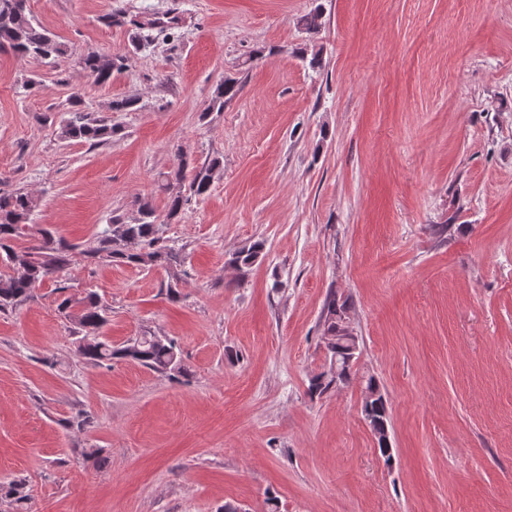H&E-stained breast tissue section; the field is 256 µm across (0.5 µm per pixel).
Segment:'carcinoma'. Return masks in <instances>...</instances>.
<instances>
[{
  "label": "carcinoma",
  "mask_w": 512,
  "mask_h": 512,
  "mask_svg": "<svg viewBox=\"0 0 512 512\" xmlns=\"http://www.w3.org/2000/svg\"><path fill=\"white\" fill-rule=\"evenodd\" d=\"M178 24L175 16L155 18L138 24L141 34L136 46L147 40L146 30L173 28ZM0 52L13 53L18 58L56 61L67 55L66 46L56 35L33 20L28 0H0ZM125 55L91 52L81 58L82 69L91 72L105 83L112 71L124 66ZM238 81L224 78L215 87L208 106L201 113L206 118L211 112H221L224 104L238 93ZM69 117L61 119L58 137L65 141L86 143L91 147L106 144L121 134V127L112 123V117L97 115L84 109L78 93L69 97ZM181 163L168 173L162 185L167 194L165 215L157 213L153 201L140 198L135 201L136 215L127 218L114 215L110 223L97 231L86 244H77L39 224L32 223L36 207L34 198L24 192L0 194V312L15 309L32 297L34 290L58 278L59 274L80 260L86 265H124L144 270L162 269L167 275L166 295L175 302L180 298L184 256L182 249L169 243L166 226L173 223L193 198L207 196L220 174L222 161L208 159L195 164L188 161L183 149H178ZM32 235L37 243L24 245L21 239ZM263 251V242L256 241L229 254L227 263L239 270L251 267ZM348 300L328 297L323 309L324 335L337 340L328 348L330 368L309 379L308 394L321 396L333 388L347 386L356 377L353 372L355 358L351 353L349 325L346 323ZM75 325L79 335L77 354L86 362L100 365L114 359L138 363L154 372L173 377L189 376L188 369L178 356L174 341L146 332L116 347L100 333L107 321V308L101 304L96 292L89 290L80 299L65 297L58 304ZM376 394L369 401L362 399L363 417L377 441L380 454L390 457V415L387 401L374 377L365 380L363 394ZM29 495L24 484L13 481L0 485V502L7 501L14 512H29Z\"/></svg>",
  "instance_id": "carcinoma-1"
}]
</instances>
